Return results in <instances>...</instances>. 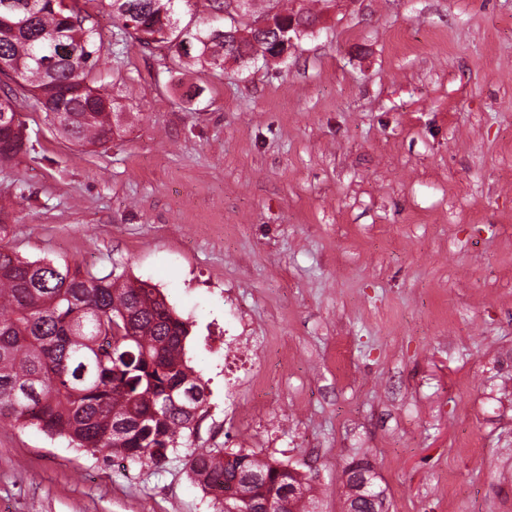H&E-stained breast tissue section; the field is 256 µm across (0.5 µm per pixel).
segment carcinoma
<instances>
[{"label":"carcinoma","instance_id":"cac0c4a2","mask_svg":"<svg viewBox=\"0 0 512 512\" xmlns=\"http://www.w3.org/2000/svg\"><path fill=\"white\" fill-rule=\"evenodd\" d=\"M0 0V94L31 96L57 131L80 147L112 142V101L96 67L104 47L76 0ZM110 0L112 38L167 45L172 59L192 58L224 75L237 62L272 50L277 34H256L244 7L214 25L224 0ZM190 18L181 21V9ZM21 113L0 111V161L35 150ZM189 326L156 288L138 279L70 271L0 247V418L35 426L50 438L105 456L156 465L193 437L208 411V382L190 365ZM186 465L201 489L224 490L217 512H259L303 477L245 449L204 448ZM312 487L288 512H316Z\"/></svg>","mask_w":512,"mask_h":512}]
</instances>
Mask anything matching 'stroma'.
Returning a JSON list of instances; mask_svg holds the SVG:
<instances>
[{
	"mask_svg": "<svg viewBox=\"0 0 512 512\" xmlns=\"http://www.w3.org/2000/svg\"><path fill=\"white\" fill-rule=\"evenodd\" d=\"M274 6L320 24L218 80L161 43L112 45L91 0L120 113L106 146L79 151L18 99L39 157L0 163V244L158 288L210 396L161 466L1 420L0 512H214L194 447L291 465L322 512H344L361 458L389 512H512V0L254 8Z\"/></svg>",
	"mask_w": 512,
	"mask_h": 512,
	"instance_id": "obj_1",
	"label": "stroma"
}]
</instances>
